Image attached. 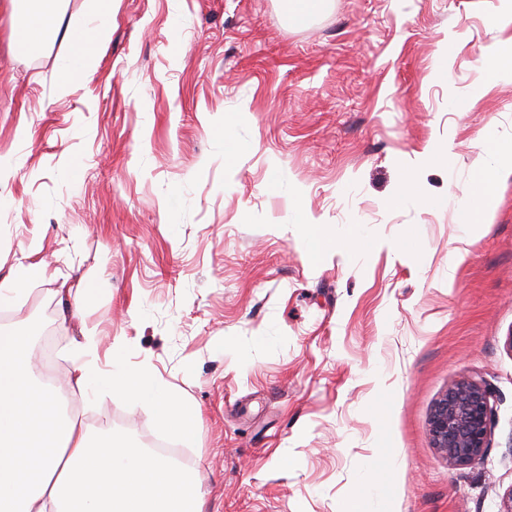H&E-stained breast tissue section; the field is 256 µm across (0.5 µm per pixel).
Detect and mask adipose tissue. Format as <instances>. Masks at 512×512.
<instances>
[{"instance_id":"obj_1","label":"adipose tissue","mask_w":512,"mask_h":512,"mask_svg":"<svg viewBox=\"0 0 512 512\" xmlns=\"http://www.w3.org/2000/svg\"><path fill=\"white\" fill-rule=\"evenodd\" d=\"M91 26L63 22L61 0H0L11 22V38L28 37V46L43 45L63 36L72 51L61 62L65 78L77 76L92 57V43L108 35L112 0H89ZM492 19L502 33L490 62L481 69L473 94L481 96L512 77V0H500ZM512 178V144L500 145L492 158H477L472 166L471 194L478 209L466 211L464 225L485 224L493 210L501 182ZM303 228L308 254L321 259L338 244L356 249L363 229L345 224L336 231L313 222L304 206L293 212ZM88 343H76L71 381L89 396L102 389L138 404L158 408L160 426L191 429L195 411L176 392L156 387L150 376L134 370L125 345H112V367L98 368L86 358ZM37 346L27 333L0 334V512H202L190 473L170 461L135 448L104 428L91 439L73 417L59 418L56 395L40 390L33 378ZM48 407L41 427L48 448L35 464H28L22 434L35 405Z\"/></svg>"}]
</instances>
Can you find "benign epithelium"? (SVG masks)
<instances>
[{"label": "benign epithelium", "instance_id": "1", "mask_svg": "<svg viewBox=\"0 0 512 512\" xmlns=\"http://www.w3.org/2000/svg\"><path fill=\"white\" fill-rule=\"evenodd\" d=\"M495 393L486 384L462 379L436 402L429 433L433 447L455 465L468 464L488 448Z\"/></svg>", "mask_w": 512, "mask_h": 512}]
</instances>
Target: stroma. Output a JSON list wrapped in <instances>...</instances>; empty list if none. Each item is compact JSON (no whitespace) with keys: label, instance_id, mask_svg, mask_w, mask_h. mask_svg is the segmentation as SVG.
Returning <instances> with one entry per match:
<instances>
[{"label":"stroma","instance_id":"1","mask_svg":"<svg viewBox=\"0 0 512 512\" xmlns=\"http://www.w3.org/2000/svg\"><path fill=\"white\" fill-rule=\"evenodd\" d=\"M499 0H112V30L60 92V38L23 53L0 15V279L41 274L0 332L45 320L39 367L89 433L163 437L203 512H371L369 461L398 470L388 512H501L512 489V180L463 234L469 175L512 138V81L468 94ZM453 44L448 75L436 59ZM232 127L243 153L226 155ZM432 198L401 205L405 179ZM377 247L313 260L295 192ZM198 414L66 383L85 334ZM495 390L489 448L463 466L428 422L454 381Z\"/></svg>","mask_w":512,"mask_h":512}]
</instances>
